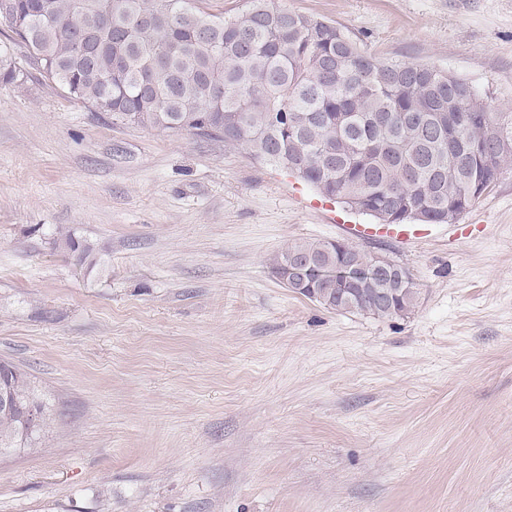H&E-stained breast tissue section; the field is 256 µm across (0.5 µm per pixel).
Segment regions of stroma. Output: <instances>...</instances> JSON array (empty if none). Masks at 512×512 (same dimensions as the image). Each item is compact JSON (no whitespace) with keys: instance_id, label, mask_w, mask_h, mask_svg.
<instances>
[{"instance_id":"stroma-1","label":"stroma","mask_w":512,"mask_h":512,"mask_svg":"<svg viewBox=\"0 0 512 512\" xmlns=\"http://www.w3.org/2000/svg\"><path fill=\"white\" fill-rule=\"evenodd\" d=\"M276 2L512 113V0ZM371 221L38 71L0 83V361L51 415L0 455V512H512V168L426 238L362 242L411 273L407 316L273 274Z\"/></svg>"}]
</instances>
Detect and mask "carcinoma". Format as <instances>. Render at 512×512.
I'll return each instance as SVG.
<instances>
[{"label":"carcinoma","instance_id":"cac0c4a2","mask_svg":"<svg viewBox=\"0 0 512 512\" xmlns=\"http://www.w3.org/2000/svg\"><path fill=\"white\" fill-rule=\"evenodd\" d=\"M199 0H9L0 14V81L25 62L112 122L189 131L297 174L329 199L381 224H446L512 164L479 128L512 141V114L489 112L467 81L432 66L381 61L338 26L247 0L224 18ZM463 121L448 124V105ZM401 265L360 247L295 243L272 260L288 288L337 312L406 316L418 290ZM21 406L42 409L21 434V412L0 406V454L32 448L50 415L30 377L0 363Z\"/></svg>","mask_w":512,"mask_h":512}]
</instances>
